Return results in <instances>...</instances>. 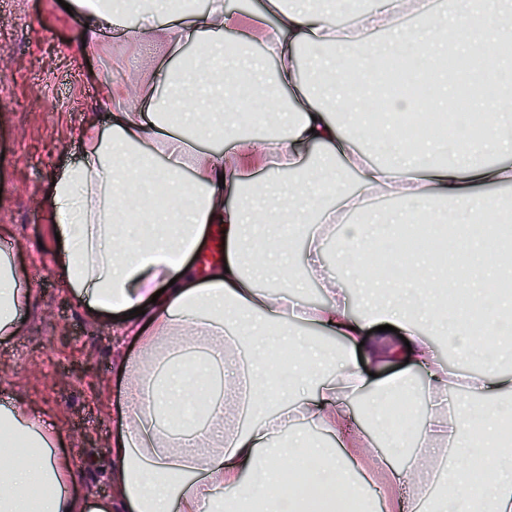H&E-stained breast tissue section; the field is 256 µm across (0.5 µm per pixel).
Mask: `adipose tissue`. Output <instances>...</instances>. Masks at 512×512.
<instances>
[{
	"label": "adipose tissue",
	"instance_id": "1",
	"mask_svg": "<svg viewBox=\"0 0 512 512\" xmlns=\"http://www.w3.org/2000/svg\"><path fill=\"white\" fill-rule=\"evenodd\" d=\"M503 3L453 0L438 12L423 0H364L357 26L341 30L314 0H290L254 12L265 47L255 57L246 44H218L228 26L224 0L203 12L170 0L90 9L71 0L85 26L78 54L96 53L118 27L137 43L164 44L147 57L149 85L101 82L107 118L79 130L81 158L53 177L46 199L60 236L59 280L94 319L118 318L136 349L119 371L111 495L75 494L78 472L60 429L43 407L19 398L0 406V445L26 448L0 470V512H224L221 489L241 486L264 512H284L277 489L300 450L317 461L312 485L336 490L323 512H340L371 484L377 512H401L395 488L418 493L435 478L438 512H512V454L486 452L491 479L478 503L464 458L473 432L500 438L512 416V370L481 353L485 337L512 332L504 316L512 298L487 275L501 244L483 239L478 262L458 278L478 300L480 336L471 335L467 311L435 303L441 285L418 253L405 257L400 286L380 310L353 311L347 295L358 269L382 257L380 243L405 237L407 227L503 216L483 188L512 178V93L474 97L482 135L467 151L422 132L406 139L396 124H369L358 112L342 125L325 105L359 90L388 56L418 60L434 76L447 45L464 55L496 53L512 39L500 19ZM408 14L420 15L422 27L403 29ZM130 15L139 25L126 26ZM375 29L387 33L384 45L367 42ZM302 45L318 54L310 82L298 77ZM197 69L207 87L238 97L242 111L261 112L255 132H242L231 113L173 108L183 72ZM488 154L498 163H486ZM274 163L289 178L272 191L256 175ZM159 181L168 188L166 207L129 238L128 202L142 201ZM378 195L398 200L391 220L366 217ZM215 229L224 259L198 273L192 258ZM25 278L12 253L0 251L2 338L19 332L33 302ZM311 282L325 302L296 309ZM138 307L143 315H135ZM431 332L466 357L482 355L470 397L449 403L448 370ZM282 348L288 368L273 389L269 374ZM403 359L426 370L428 405L418 425L397 429L390 411L398 395L416 391V379L375 374ZM358 404L368 410L363 425L354 422ZM329 438L336 447H325ZM413 442L419 451L403 469L377 450L400 453Z\"/></svg>",
	"mask_w": 512,
	"mask_h": 512
}]
</instances>
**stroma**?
Masks as SVG:
<instances>
[{
    "instance_id": "35a3bbf8",
    "label": "stroma",
    "mask_w": 512,
    "mask_h": 512,
    "mask_svg": "<svg viewBox=\"0 0 512 512\" xmlns=\"http://www.w3.org/2000/svg\"><path fill=\"white\" fill-rule=\"evenodd\" d=\"M80 24L58 0H0V245L26 267L34 302L16 336L0 340V399L22 397L48 408L80 472V495L104 498L117 427L119 329L95 322L55 274L57 243L45 203L64 160L80 155V126L105 120L98 86L112 77L143 79L145 49L104 36L81 56Z\"/></svg>"
}]
</instances>
